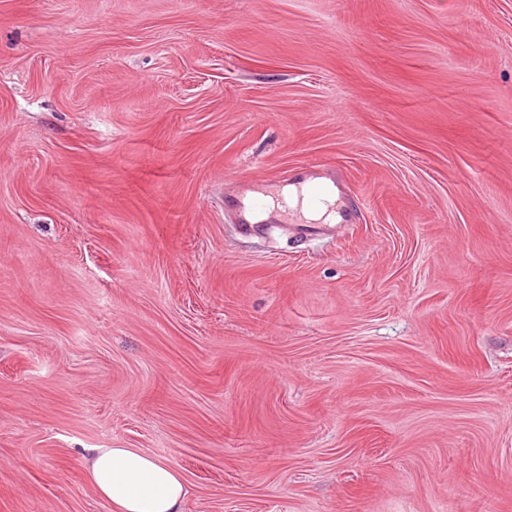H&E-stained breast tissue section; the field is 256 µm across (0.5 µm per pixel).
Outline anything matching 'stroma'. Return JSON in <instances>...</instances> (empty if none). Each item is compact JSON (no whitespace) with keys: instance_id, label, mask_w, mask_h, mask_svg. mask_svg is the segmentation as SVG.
I'll return each mask as SVG.
<instances>
[{"instance_id":"stroma-1","label":"stroma","mask_w":512,"mask_h":512,"mask_svg":"<svg viewBox=\"0 0 512 512\" xmlns=\"http://www.w3.org/2000/svg\"><path fill=\"white\" fill-rule=\"evenodd\" d=\"M335 175L351 221L240 223ZM512 512V0H0V512ZM87 479L112 512H184L186 481L175 466L137 448H87Z\"/></svg>"}]
</instances>
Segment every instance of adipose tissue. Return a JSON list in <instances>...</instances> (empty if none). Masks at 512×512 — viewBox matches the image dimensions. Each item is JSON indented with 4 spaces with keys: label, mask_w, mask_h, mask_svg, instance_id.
<instances>
[{
    "label": "adipose tissue",
    "mask_w": 512,
    "mask_h": 512,
    "mask_svg": "<svg viewBox=\"0 0 512 512\" xmlns=\"http://www.w3.org/2000/svg\"><path fill=\"white\" fill-rule=\"evenodd\" d=\"M270 208L300 212L312 222L335 223V196L308 206L300 190L289 185L268 196ZM83 460L87 479L111 512H184L188 495L183 475L169 461L137 448H89Z\"/></svg>",
    "instance_id": "ef3b65f1"
}]
</instances>
